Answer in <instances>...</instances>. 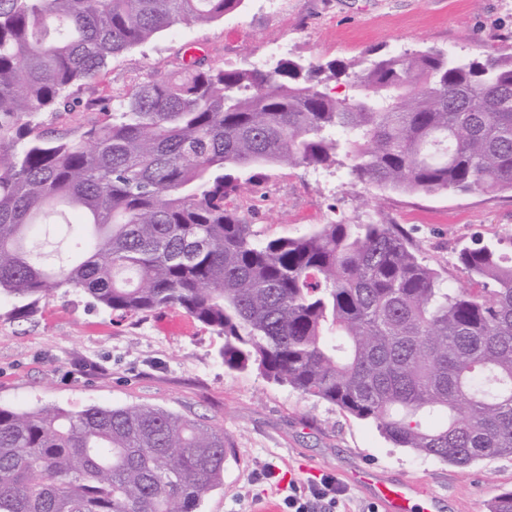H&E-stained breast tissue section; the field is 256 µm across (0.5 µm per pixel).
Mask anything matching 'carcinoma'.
Instances as JSON below:
<instances>
[{
	"label": "carcinoma",
	"instance_id": "1",
	"mask_svg": "<svg viewBox=\"0 0 512 512\" xmlns=\"http://www.w3.org/2000/svg\"><path fill=\"white\" fill-rule=\"evenodd\" d=\"M243 0H0V297L21 316L61 288L123 316L180 307L219 356L373 421L399 448L468 468L512 456V256L477 241L445 288L393 224L332 221L257 238L228 204L238 174L349 161L353 180L436 195L512 191V53L389 52L358 70L284 58H181L78 136L112 59ZM345 78L332 96L321 75ZM88 233L48 269L32 235L55 208ZM224 431L159 408L0 406V512H197L224 486ZM97 110H88L85 112H44L36 121L43 124V129L55 131L58 133H70L79 135L88 124L104 116L97 113Z\"/></svg>",
	"mask_w": 512,
	"mask_h": 512
}]
</instances>
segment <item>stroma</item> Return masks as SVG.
<instances>
[{"instance_id": "1", "label": "stroma", "mask_w": 512, "mask_h": 512, "mask_svg": "<svg viewBox=\"0 0 512 512\" xmlns=\"http://www.w3.org/2000/svg\"><path fill=\"white\" fill-rule=\"evenodd\" d=\"M429 47L486 58L512 51V0H243L224 19L176 27L118 56L85 91L108 97L144 77L175 73L188 46L207 64L248 68L289 56L355 66L368 51ZM230 204L259 239L309 232L331 221L400 225L446 285H469L459 251L474 238L512 237V192L412 195L353 184L347 164L263 171ZM0 299V405H149L222 429L229 454L224 486L200 512H252L306 491L321 475L343 488L338 512H377L357 475L365 468L415 484L438 512H488L512 491V456L461 469L396 448L375 423L224 366L223 337L173 307L145 318L118 317L74 291L57 290L30 317Z\"/></svg>"}]
</instances>
